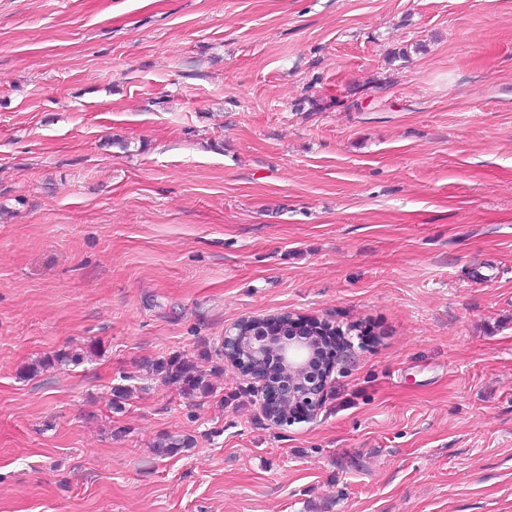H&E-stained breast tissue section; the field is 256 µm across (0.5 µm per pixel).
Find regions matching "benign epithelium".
<instances>
[{
    "mask_svg": "<svg viewBox=\"0 0 512 512\" xmlns=\"http://www.w3.org/2000/svg\"><path fill=\"white\" fill-rule=\"evenodd\" d=\"M279 359L283 374L278 382L267 379L266 361L270 354ZM224 357L257 380L256 395L261 412L272 423L285 422L282 410L292 403L304 406L315 416L326 389L328 373L311 371L313 350L301 338H269L260 334L238 335L235 326L224 331Z\"/></svg>",
    "mask_w": 512,
    "mask_h": 512,
    "instance_id": "obj_1",
    "label": "benign epithelium"
}]
</instances>
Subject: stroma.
<instances>
[{
  "label": "stroma",
  "mask_w": 512,
  "mask_h": 512,
  "mask_svg": "<svg viewBox=\"0 0 512 512\" xmlns=\"http://www.w3.org/2000/svg\"><path fill=\"white\" fill-rule=\"evenodd\" d=\"M0 512H512V0H0ZM269 333L280 334L282 331L286 334H294L297 331L305 333L304 337L310 339L314 348L315 362L318 368L323 371L326 365L341 346L340 336H335L334 329L328 326L299 324L295 321L288 324V328H284L283 323L277 325H267ZM241 323V322H239ZM239 323L231 325L224 331V344L218 347L232 364L257 380L256 395L261 412L276 425L290 422L281 414L287 407V413L294 422L303 421L304 406L313 418L317 414L326 389L329 371L313 373L311 363L313 350L311 344L301 338L277 337L269 338L260 334L238 336L235 328ZM274 353L279 359L283 374L278 382L267 379L266 361ZM277 358H269L267 369L272 380L282 370ZM298 403V404H292ZM145 367L152 374L160 376L165 383L178 385L185 394L204 390L208 386L205 374L193 363L179 356L147 362Z\"/></svg>",
  "instance_id": "35a3bbf8"
}]
</instances>
